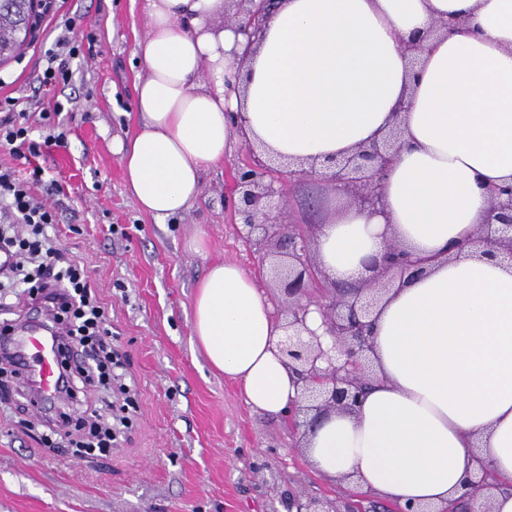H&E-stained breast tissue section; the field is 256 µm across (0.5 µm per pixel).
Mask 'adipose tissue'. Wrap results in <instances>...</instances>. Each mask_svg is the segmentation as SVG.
Here are the masks:
<instances>
[{
    "label": "adipose tissue",
    "mask_w": 512,
    "mask_h": 512,
    "mask_svg": "<svg viewBox=\"0 0 512 512\" xmlns=\"http://www.w3.org/2000/svg\"><path fill=\"white\" fill-rule=\"evenodd\" d=\"M225 6L139 0L141 128L114 146L127 191L163 224L236 143L323 162L401 124L380 203L335 213L315 255L354 287L393 240L430 263L375 312L376 381L355 413L318 420L306 456L359 491L438 512L472 498L482 470L512 483V260L470 244L488 187L512 184V0H276L256 36L225 26ZM412 40L423 47L415 66ZM192 325L252 408L283 415L298 404L284 324L241 266L209 267Z\"/></svg>",
    "instance_id": "1"
}]
</instances>
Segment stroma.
I'll use <instances>...</instances> for the list:
<instances>
[{"mask_svg": "<svg viewBox=\"0 0 512 512\" xmlns=\"http://www.w3.org/2000/svg\"><path fill=\"white\" fill-rule=\"evenodd\" d=\"M69 17L73 40L94 37L90 55L72 61L69 85L52 93L37 75L47 43ZM145 26L133 0H59L44 16L40 41L0 66L35 134L62 124L66 143L20 165L43 170L36 194L58 214V245L85 264L109 311L112 344L125 358L137 390L130 433L104 457L50 450L35 426L60 412L80 416L60 400L31 405L27 379H10L11 403H0V512H289L294 501L331 503L335 512H391L393 505L314 470L303 437L252 411L238 387L214 371L193 342L197 285L212 263L231 260L252 274L276 317L283 302L267 242L248 235L225 207L230 175L249 162L244 145L208 169L202 194L182 214L159 224L127 192L116 138L140 128L135 86L144 77L131 56ZM63 112L53 115L55 103ZM285 223L306 235L344 204L329 182L291 180ZM203 237L204 247L189 243Z\"/></svg>", "mask_w": 512, "mask_h": 512, "instance_id": "obj_1", "label": "stroma"}]
</instances>
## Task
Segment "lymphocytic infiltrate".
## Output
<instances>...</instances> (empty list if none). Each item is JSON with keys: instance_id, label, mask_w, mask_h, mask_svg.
Wrapping results in <instances>:
<instances>
[{"instance_id": "obj_1", "label": "lymphocytic infiltrate", "mask_w": 512, "mask_h": 512, "mask_svg": "<svg viewBox=\"0 0 512 512\" xmlns=\"http://www.w3.org/2000/svg\"><path fill=\"white\" fill-rule=\"evenodd\" d=\"M85 53L81 43L58 38L45 50L40 85L46 91L70 84L71 59ZM25 113H7L0 118V148L9 151L13 165L0 164V251H8L12 262L0 281V310L13 301L28 300L50 305L63 315L60 320L62 387L69 396L98 393L112 388L127 391L119 354L112 347L108 311L92 284L86 267L69 262L57 246L54 231L57 215L33 190L42 179L40 167H33L28 178H20L14 164L40 146L64 144V134L48 133L43 142L31 139ZM126 423L124 408H94L79 426V437H72L68 414L47 422L40 436L48 448L74 439L79 453L98 455L111 448Z\"/></svg>"}]
</instances>
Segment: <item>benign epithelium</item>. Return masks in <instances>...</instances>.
Instances as JSON below:
<instances>
[{"instance_id":"obj_1","label":"benign epithelium","mask_w":512,"mask_h":512,"mask_svg":"<svg viewBox=\"0 0 512 512\" xmlns=\"http://www.w3.org/2000/svg\"><path fill=\"white\" fill-rule=\"evenodd\" d=\"M401 131L393 127L381 140L363 146L351 155L331 160L324 167L315 161L288 170V177H321L341 183L352 205H375L380 200V179L400 149ZM273 170L255 159L238 174L240 203L237 212L249 233L259 232L273 254L288 258L277 266L276 278L286 298L289 331L283 353L304 381L303 399L316 405L299 404L297 412L328 411L351 414L361 403L373 376L363 362L369 349L373 312L395 282L411 280L426 272L425 262L414 258L397 241L389 242L381 259L368 262L369 276L360 288L333 284L321 287L324 273L313 262L307 241L300 233L286 231L275 213L288 208L286 180L271 178ZM490 209L478 226L474 244H484L512 256V189H489ZM316 307L325 333L333 340L325 349L320 337L306 325L310 307Z\"/></svg>"}]
</instances>
